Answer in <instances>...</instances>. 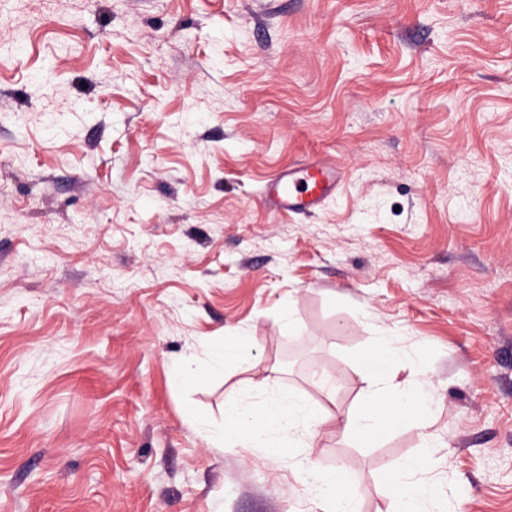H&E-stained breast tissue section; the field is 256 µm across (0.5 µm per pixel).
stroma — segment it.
Wrapping results in <instances>:
<instances>
[{
	"label": "stroma",
	"instance_id": "35a3bbf8",
	"mask_svg": "<svg viewBox=\"0 0 512 512\" xmlns=\"http://www.w3.org/2000/svg\"><path fill=\"white\" fill-rule=\"evenodd\" d=\"M316 161L340 193L270 215ZM386 337L432 404L375 446L186 418L322 374L357 410ZM418 457L425 512H512V0H0V512H320L347 462L389 512ZM340 173L327 163L284 169L262 187L260 199L272 213L305 216L318 210L339 186ZM249 345V340L240 337L235 343L222 342L213 346L214 363L224 366L238 358L243 350Z\"/></svg>",
	"mask_w": 512,
	"mask_h": 512
}]
</instances>
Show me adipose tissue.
<instances>
[{"mask_svg": "<svg viewBox=\"0 0 512 512\" xmlns=\"http://www.w3.org/2000/svg\"><path fill=\"white\" fill-rule=\"evenodd\" d=\"M395 357L392 342L386 339L360 361L359 369L369 388L355 412L340 418L323 404L311 406L299 400L261 394L247 406L236 402L225 405L224 426L214 434V445L309 448L325 426L336 422L362 443H375L387 432L417 422L419 415L430 408L421 379L413 381L415 394L395 393L390 377ZM353 477L352 467L346 464L324 476L320 488L323 512H358L349 492Z\"/></svg>", "mask_w": 512, "mask_h": 512, "instance_id": "adipose-tissue-1", "label": "adipose tissue"}]
</instances>
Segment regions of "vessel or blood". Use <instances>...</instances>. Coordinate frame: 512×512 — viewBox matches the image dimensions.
<instances>
[{
  "instance_id": "b4317fda",
  "label": "vessel or blood",
  "mask_w": 512,
  "mask_h": 512,
  "mask_svg": "<svg viewBox=\"0 0 512 512\" xmlns=\"http://www.w3.org/2000/svg\"><path fill=\"white\" fill-rule=\"evenodd\" d=\"M340 173L327 163L288 168L268 180L260 199L272 213L305 216L318 210L337 190Z\"/></svg>"
}]
</instances>
